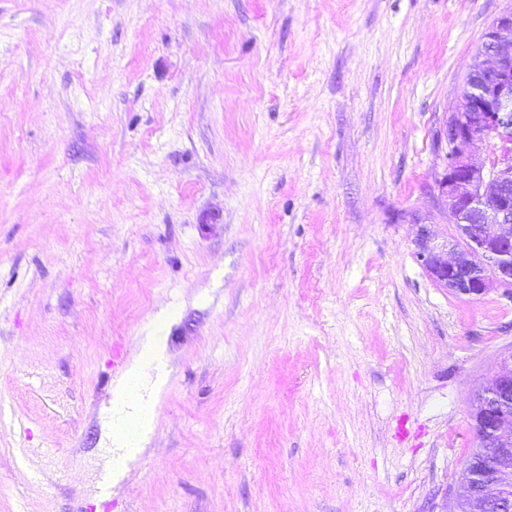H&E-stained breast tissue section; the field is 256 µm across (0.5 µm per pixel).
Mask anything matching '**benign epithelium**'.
Instances as JSON below:
<instances>
[{"label":"benign epithelium","mask_w":512,"mask_h":512,"mask_svg":"<svg viewBox=\"0 0 512 512\" xmlns=\"http://www.w3.org/2000/svg\"><path fill=\"white\" fill-rule=\"evenodd\" d=\"M467 74L474 85L460 93L445 134L451 150L438 182L446 221L455 234L443 240L416 221L414 255L441 287L478 299L494 288H512V10L484 35ZM478 141L495 147L489 162L477 159ZM475 434L502 449L512 447V353L495 379L477 391L471 409ZM465 480L437 504L448 512L458 490H470L465 512H512V467L466 466Z\"/></svg>","instance_id":"benign-epithelium-1"}]
</instances>
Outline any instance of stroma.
<instances>
[{"instance_id":"35a3bbf8","label":"stroma","mask_w":512,"mask_h":512,"mask_svg":"<svg viewBox=\"0 0 512 512\" xmlns=\"http://www.w3.org/2000/svg\"><path fill=\"white\" fill-rule=\"evenodd\" d=\"M509 10L0 0V512H431L512 294L440 287L413 218L455 232L444 123ZM165 362V352L161 340L157 336H149L143 344V353L141 357L130 367L127 373V387L125 397L129 403L137 404V412L118 425L109 426V436L120 437L126 447L133 450L144 448L146 433L153 421V409L147 404H143L139 400V396L135 394L133 386L135 385L140 370L144 365H154L161 367Z\"/></svg>"}]
</instances>
